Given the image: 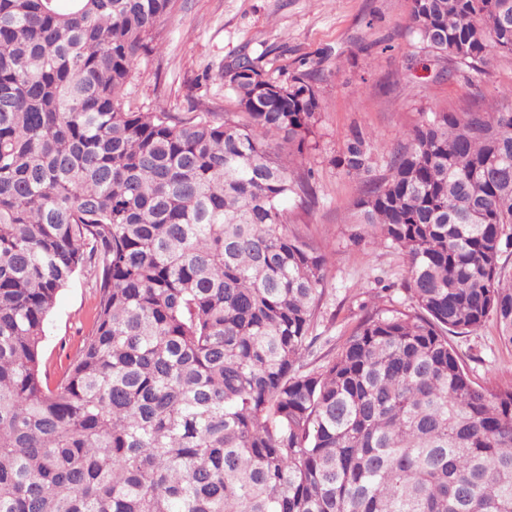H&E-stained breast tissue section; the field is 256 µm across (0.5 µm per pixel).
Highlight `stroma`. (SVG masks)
<instances>
[{
    "instance_id": "1",
    "label": "stroma",
    "mask_w": 512,
    "mask_h": 512,
    "mask_svg": "<svg viewBox=\"0 0 512 512\" xmlns=\"http://www.w3.org/2000/svg\"><path fill=\"white\" fill-rule=\"evenodd\" d=\"M410 8L411 0H176L152 32L158 52L129 79L134 109L180 115L207 109L229 117L236 107L221 73L238 55H250L282 82L300 70L317 73L318 120L302 158L315 202L305 209L294 199L287 205L289 232L330 251L312 328L316 341L304 357L310 369L334 355L375 307L411 304L403 255L355 236L354 203L366 178L337 163L352 133L364 134L379 176L389 151L414 125L471 102L501 100L512 88V53H495L479 73L457 65L438 77L432 55L407 28ZM96 303L84 272L60 292L42 344L51 377L79 349ZM450 342L477 382L512 384V346L500 339L495 321Z\"/></svg>"
}]
</instances>
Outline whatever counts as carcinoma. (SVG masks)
<instances>
[{
	"mask_svg": "<svg viewBox=\"0 0 512 512\" xmlns=\"http://www.w3.org/2000/svg\"><path fill=\"white\" fill-rule=\"evenodd\" d=\"M174 0H0V512H512V384L448 335L512 345V107L412 128L356 202L406 258L409 310L366 315L304 369L327 253L288 234L319 107L247 55L238 112L127 104ZM445 64L512 53V0H412ZM340 163L371 173L368 144ZM98 301L59 378L46 322L82 271ZM448 339L477 382L512 384V346L500 339L495 320L490 319L477 334L449 335Z\"/></svg>",
	"mask_w": 512,
	"mask_h": 512,
	"instance_id": "cac0c4a2",
	"label": "carcinoma"
}]
</instances>
